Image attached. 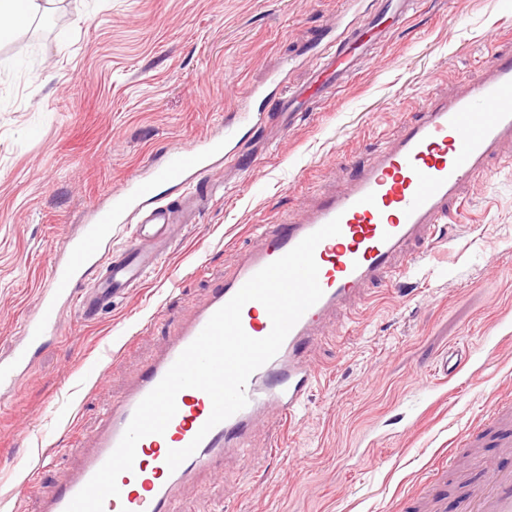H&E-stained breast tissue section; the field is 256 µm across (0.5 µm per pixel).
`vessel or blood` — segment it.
Wrapping results in <instances>:
<instances>
[{
	"instance_id": "vessel-or-blood-1",
	"label": "vessel or blood",
	"mask_w": 512,
	"mask_h": 512,
	"mask_svg": "<svg viewBox=\"0 0 512 512\" xmlns=\"http://www.w3.org/2000/svg\"><path fill=\"white\" fill-rule=\"evenodd\" d=\"M411 6L412 0H381L359 25L345 28L339 40L316 58L311 84L321 85L329 78L339 84L348 80L369 51L368 43L361 40L363 29L385 35V22L407 15ZM306 107L303 90H287L277 112L234 113L225 120L223 135L173 150L163 164L113 186L109 205L92 212L79 233L68 237L64 257L50 265L32 313L8 354L0 356V391L18 392L36 357L58 339L62 308L74 310L83 321H93L112 303L142 287L165 262L176 226L185 223L206 195L195 185L193 173L210 169L213 159L222 156L234 140L239 124L249 123L259 130L272 119L287 127ZM507 140H512V55L492 57L481 76L464 83L452 97L425 100L416 119L404 123L386 147L347 179L341 191L319 195L302 214L285 215L274 230L260 232L237 266L212 288L205 304L179 324L166 350L120 399L103 407L88 453L70 479L45 501L42 512H65L115 450L138 404L211 316L260 269L336 218L340 234L321 241L315 249L323 295L295 324L275 357L250 376L245 387L247 406L215 426L172 471L166 463L169 450L194 441L212 410L203 391L181 390L177 412L165 433L138 442L134 466L119 475L120 494L105 500L103 512H174L172 504L182 484L220 470L225 449L248 447L258 413L267 410L277 420L295 422L321 381L310 351L326 314L350 315L368 299L374 284L406 272L413 243L440 240L453 220L450 202L490 174V162ZM162 185L180 191L179 204L159 194ZM119 230L126 233L127 242L116 254L112 236ZM241 321L254 338L265 337L272 327L265 307L256 301L244 305ZM465 361L464 352L452 351L437 360L433 374L442 380L455 377ZM511 416L508 401L488 402L482 416L490 428L502 432L504 448L512 447V435L507 432ZM457 512H512V468L482 470L459 500Z\"/></svg>"
}]
</instances>
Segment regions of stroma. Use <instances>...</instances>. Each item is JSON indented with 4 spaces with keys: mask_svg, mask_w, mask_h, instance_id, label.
Here are the masks:
<instances>
[{
    "mask_svg": "<svg viewBox=\"0 0 512 512\" xmlns=\"http://www.w3.org/2000/svg\"><path fill=\"white\" fill-rule=\"evenodd\" d=\"M377 0H53L47 21L0 45V354L44 275L114 185L166 151L257 109L248 87L308 79L339 24ZM512 53V0H416L345 84L287 129L241 128L239 163L199 183L224 193L189 225L145 288L98 323L64 312L62 334L0 398V512H40L120 398L255 241L319 193L343 187L431 96ZM449 241L413 246L407 275L378 285L311 351L322 371L295 429L256 428L249 459L186 484L176 512H416L460 432L512 377V142L465 188ZM465 349L460 373L431 369ZM53 461L39 467L41 453ZM24 495H16L21 483Z\"/></svg>",
    "mask_w": 512,
    "mask_h": 512,
    "instance_id": "1",
    "label": "stroma"
}]
</instances>
